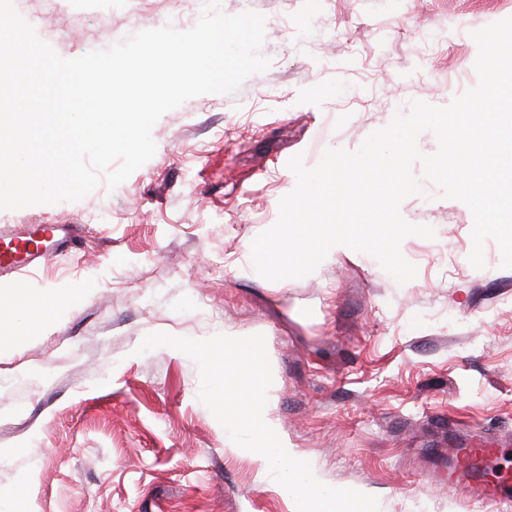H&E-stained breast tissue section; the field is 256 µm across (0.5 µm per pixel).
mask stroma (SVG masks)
<instances>
[{
	"mask_svg": "<svg viewBox=\"0 0 512 512\" xmlns=\"http://www.w3.org/2000/svg\"><path fill=\"white\" fill-rule=\"evenodd\" d=\"M67 59L139 31L193 28L197 0H13ZM263 14L269 68L234 93L161 116L154 156L115 189L0 211V251L43 224L80 225L82 250L35 267L38 323L0 315V512H295L251 458L233 453L199 401L187 355L135 350L163 332L264 335L274 416L297 457L380 512H512L448 489V451L489 438L512 479V268L494 240L474 268L473 216L429 180L400 212L435 236L404 239L415 278L371 256L323 261L269 281L245 250L315 166L357 150L421 100L448 105L478 83L472 31L512 17V0H222Z\"/></svg>",
	"mask_w": 512,
	"mask_h": 512,
	"instance_id": "1",
	"label": "stroma"
}]
</instances>
